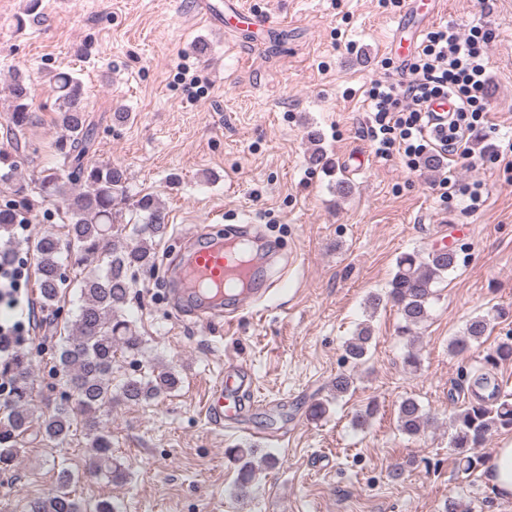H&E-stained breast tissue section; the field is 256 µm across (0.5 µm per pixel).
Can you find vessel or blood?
I'll return each instance as SVG.
<instances>
[{"mask_svg": "<svg viewBox=\"0 0 512 512\" xmlns=\"http://www.w3.org/2000/svg\"><path fill=\"white\" fill-rule=\"evenodd\" d=\"M203 10L209 22L244 31L266 30L262 15L246 10L240 0H204ZM441 14L439 0H403L400 21L390 40L399 55L406 56L418 46L422 29ZM254 237L250 226H240L218 237L202 231L188 237L183 245V259L174 269L179 284L176 307L194 322L208 323L222 318L232 321L234 314L256 302L260 294L249 288L253 275ZM249 380L233 369H225L221 380L209 391L205 402L208 420L215 425L232 423L247 411Z\"/></svg>", "mask_w": 512, "mask_h": 512, "instance_id": "1", "label": "vessel or blood"}]
</instances>
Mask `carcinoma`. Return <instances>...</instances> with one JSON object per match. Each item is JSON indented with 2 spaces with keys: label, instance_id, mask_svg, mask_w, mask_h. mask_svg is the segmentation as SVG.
I'll return each instance as SVG.
<instances>
[{
  "label": "carcinoma",
  "instance_id": "obj_1",
  "mask_svg": "<svg viewBox=\"0 0 512 512\" xmlns=\"http://www.w3.org/2000/svg\"><path fill=\"white\" fill-rule=\"evenodd\" d=\"M57 94L62 134L54 142L60 167L44 169L28 183H21V193L35 191L45 198H56L65 206L69 223L65 237L47 232L33 242L37 258V284L42 302L51 306L58 301L60 289L67 282V254L74 264H84L98 256L100 264L79 282L80 306L70 322L66 343L59 350L56 371L67 388L65 397H75L76 407L57 405L49 414L34 417L31 409L35 392L34 379L26 355L18 352L13 358L14 390L10 402L0 412V463L8 465L20 451L25 436L33 427L50 441H65L72 432L76 416L92 434L88 471L102 475L109 482H121L127 469L112 457L110 436L99 422V414L112 407L116 400L140 403L174 390L178 379L169 369L150 366L147 370L124 377L112 388L115 354L120 351L138 363L142 339L132 330L129 321L119 312L129 303L137 273L155 264L149 242L162 239L167 233L165 214L156 198L145 195L133 203L140 215L138 224L119 221L116 205L126 197L124 171L112 165L88 159L94 143L96 124L89 118L82 82L73 74L58 72L50 77ZM12 130L22 132L33 123L31 86L20 74L9 85V108ZM68 169L62 176L60 168ZM457 253L449 249H433L425 255L404 253L396 260L395 271L383 294L367 298L368 307L377 310L384 303L397 307L402 325L399 335L406 340L404 366L416 371L420 353L415 330L427 322L434 287L457 268ZM491 323L490 316L469 318L462 335L449 342L450 351L462 354L481 341ZM372 340V328L365 323L344 344L346 358L362 363ZM512 360V336L497 344L483 358L461 388V405L448 417V448L458 469L474 472L482 465L478 449L501 432H512V395L505 392L495 370ZM399 429L408 436H417L433 417L411 397L398 405ZM257 449L228 448L225 455L239 464L236 494L249 495L256 479L253 458ZM73 475L59 471L56 482L46 494L29 499L24 512H87V508L71 494Z\"/></svg>",
  "mask_w": 512,
  "mask_h": 512
}]
</instances>
